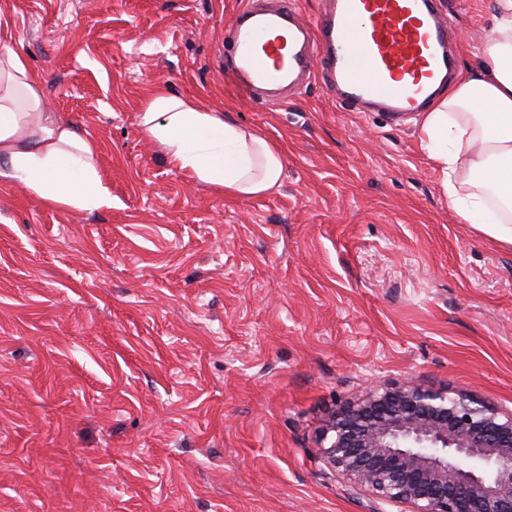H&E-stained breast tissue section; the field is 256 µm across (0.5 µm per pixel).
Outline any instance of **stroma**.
I'll use <instances>...</instances> for the list:
<instances>
[{"label":"stroma","mask_w":512,"mask_h":512,"mask_svg":"<svg viewBox=\"0 0 512 512\" xmlns=\"http://www.w3.org/2000/svg\"><path fill=\"white\" fill-rule=\"evenodd\" d=\"M248 0H0V47L97 146L112 206L0 178V512H408L320 460L332 414L415 380L512 412V248L462 223L414 125L310 78L224 86ZM458 72L494 0H441ZM276 142L278 193L228 196L138 126L155 84Z\"/></svg>","instance_id":"stroma-1"}]
</instances>
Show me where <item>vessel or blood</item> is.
Listing matches in <instances>:
<instances>
[{
	"label": "vessel or blood",
	"instance_id": "obj_1",
	"mask_svg": "<svg viewBox=\"0 0 512 512\" xmlns=\"http://www.w3.org/2000/svg\"><path fill=\"white\" fill-rule=\"evenodd\" d=\"M440 0H321L302 21L290 0L244 8L224 33V84L246 100L300 88L321 69L337 103L395 123L424 110L456 70Z\"/></svg>",
	"mask_w": 512,
	"mask_h": 512
}]
</instances>
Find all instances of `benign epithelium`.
Returning a JSON list of instances; mask_svg holds the SVG:
<instances>
[{
  "label": "benign epithelium",
  "mask_w": 512,
  "mask_h": 512,
  "mask_svg": "<svg viewBox=\"0 0 512 512\" xmlns=\"http://www.w3.org/2000/svg\"><path fill=\"white\" fill-rule=\"evenodd\" d=\"M321 461L355 487L411 512H512V413L405 381L331 418Z\"/></svg>",
  "instance_id": "1"
}]
</instances>
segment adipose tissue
<instances>
[{
	"label": "adipose tissue",
	"mask_w": 512,
	"mask_h": 512,
	"mask_svg": "<svg viewBox=\"0 0 512 512\" xmlns=\"http://www.w3.org/2000/svg\"><path fill=\"white\" fill-rule=\"evenodd\" d=\"M414 123L449 208L512 247V0H494L477 64ZM139 124L170 166L227 195H269L283 184L277 144L194 98L154 86ZM0 177L48 205L90 213L112 205L95 143L44 112L40 76L9 49L0 53Z\"/></svg>",
	"instance_id": "obj_1"
}]
</instances>
